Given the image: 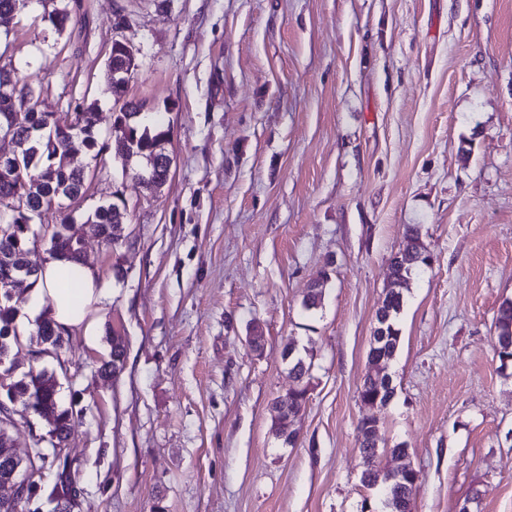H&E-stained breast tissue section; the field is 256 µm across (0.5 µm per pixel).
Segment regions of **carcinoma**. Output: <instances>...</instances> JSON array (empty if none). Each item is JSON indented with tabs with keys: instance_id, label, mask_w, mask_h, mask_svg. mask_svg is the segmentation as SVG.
Wrapping results in <instances>:
<instances>
[{
	"instance_id": "obj_1",
	"label": "carcinoma",
	"mask_w": 512,
	"mask_h": 512,
	"mask_svg": "<svg viewBox=\"0 0 512 512\" xmlns=\"http://www.w3.org/2000/svg\"><path fill=\"white\" fill-rule=\"evenodd\" d=\"M5 78L27 90L30 99H40L31 81L20 77L17 68L0 65V85ZM129 108V112L113 113V119L125 121L127 133L125 141L119 146H113L112 152L118 151L122 158L141 162L139 168L132 170L134 175H143V178L135 180V185L154 191L164 185L168 178L167 168L161 158L166 156L164 142L168 138L169 129L158 120L151 124L144 123L141 120L142 104H131ZM16 115L14 134L25 145L13 155L10 165L19 170L15 180L24 188L28 223L12 222L3 225L0 230V361L6 360L12 345L18 343L13 327L16 306L12 303V295L8 293L6 286L17 278L29 276L30 222L43 209L59 204L74 192L86 191L89 176L70 166L68 152L75 147L93 148L97 144L94 132L97 118L92 112L81 113L80 127L71 136L61 134L48 123L50 113L31 112L23 101L19 103ZM126 219V209L112 202L98 206L84 221L83 227L111 246L121 239ZM423 248L418 227L413 225L407 233L405 255L399 258L395 256L390 262V282L396 284V287L388 289L384 299L385 307L391 310V317L386 324L390 340L384 352L388 360L393 358L399 344L396 320L403 306L400 286L408 283L411 275L423 266V262L418 260ZM49 253L80 263L81 245L75 239L74 227L65 217L51 235ZM495 327L499 359L511 358L512 350H508V347H512V301H506L499 307ZM62 341V333L52 317H44L37 328L36 344L45 350H56L62 346ZM291 362L294 378L298 381L297 408L303 411L306 409L308 392L304 378L309 375L310 366L306 365L302 357L296 355L291 357ZM12 388L27 409L50 425L51 432L57 433L58 439L64 440L70 435L73 412L58 402V390L53 376L45 371H31L12 383ZM15 442L12 431L0 427V482L4 480L8 470L12 469L16 471V476L27 478L30 493L33 494L40 488L36 480L38 472L32 463L15 454ZM360 452L365 454L367 461V468L362 473L364 486H383V500L390 502L387 512H411L412 490L396 479H388V474L376 464L377 453L368 450L364 445L360 446ZM5 460L10 462L8 470L3 468Z\"/></svg>"
}]
</instances>
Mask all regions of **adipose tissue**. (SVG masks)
Listing matches in <instances>:
<instances>
[{
	"label": "adipose tissue",
	"mask_w": 512,
	"mask_h": 512,
	"mask_svg": "<svg viewBox=\"0 0 512 512\" xmlns=\"http://www.w3.org/2000/svg\"><path fill=\"white\" fill-rule=\"evenodd\" d=\"M111 295L110 281L97 271L52 258L42 263L38 280L29 293L26 313L16 319L15 325L18 332L29 333L36 316L46 306L59 328L81 332L85 343L94 345L100 339L98 306Z\"/></svg>",
	"instance_id": "obj_1"
}]
</instances>
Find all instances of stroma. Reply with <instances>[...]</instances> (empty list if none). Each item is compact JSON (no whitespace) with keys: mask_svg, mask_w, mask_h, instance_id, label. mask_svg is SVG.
I'll list each match as a JSON object with an SVG mask.
<instances>
[{"mask_svg":"<svg viewBox=\"0 0 512 512\" xmlns=\"http://www.w3.org/2000/svg\"><path fill=\"white\" fill-rule=\"evenodd\" d=\"M64 5L58 33L43 16ZM117 40L137 63L118 96ZM0 63L55 122L97 113L77 214L128 213L118 244H84L112 282L99 345L70 332L57 355L9 357L11 380L53 372L73 411L70 512H360L370 415L381 463L403 447L420 472L413 512L474 495L512 512V362L492 348L512 300V0H35L0 25ZM126 101L169 129L154 194L104 148ZM412 224L433 261L403 291L394 393L373 412L359 389ZM291 342L311 379L286 447L270 406L296 384Z\"/></svg>","mask_w":512,"mask_h":512,"instance_id":"35a3bbf8","label":"stroma"}]
</instances>
